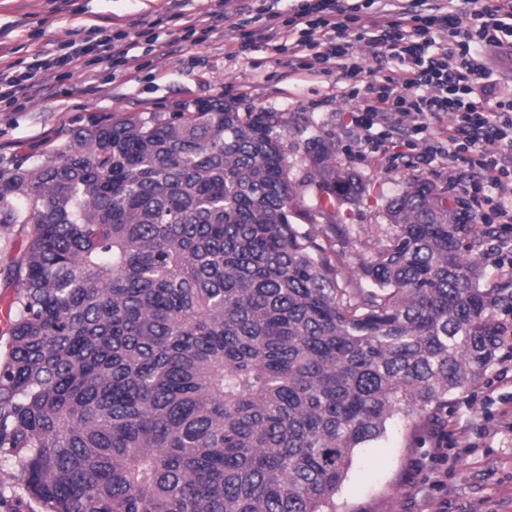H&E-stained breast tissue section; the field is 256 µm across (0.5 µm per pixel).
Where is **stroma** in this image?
Masks as SVG:
<instances>
[{
  "label": "stroma",
  "instance_id": "stroma-1",
  "mask_svg": "<svg viewBox=\"0 0 512 512\" xmlns=\"http://www.w3.org/2000/svg\"><path fill=\"white\" fill-rule=\"evenodd\" d=\"M207 6V0H0V68H23L37 53L98 27L175 44L165 59L138 48L127 70L105 60L89 71L44 74L40 92L11 106L0 103V170L41 164L73 131L112 117L172 119L208 100L243 112H279L290 162L299 161V146L320 137L335 143L339 162L370 181L362 199L341 209L356 237L331 233L326 241L356 271L382 234L386 199L421 176L447 187L448 170L422 171L413 151L393 162L373 157L352 121L348 83L333 63L313 74L260 42L239 53L237 34L227 26L201 46L179 41L183 16ZM29 232L26 224H0V308L16 296ZM507 402L512 364L500 360L466 393L451 397L442 431L390 419L381 438L356 450L336 512H512V423L500 416Z\"/></svg>",
  "mask_w": 512,
  "mask_h": 512
}]
</instances>
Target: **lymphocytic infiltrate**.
Here are the masks:
<instances>
[{
    "label": "lymphocytic infiltrate",
    "instance_id": "obj_1",
    "mask_svg": "<svg viewBox=\"0 0 512 512\" xmlns=\"http://www.w3.org/2000/svg\"><path fill=\"white\" fill-rule=\"evenodd\" d=\"M233 24L239 52L259 38L279 54L312 50L334 61L353 82L348 96L364 139L385 153L417 150L423 167L457 172L471 219L489 230L497 269L512 275V99L497 98L491 62L512 31V0H380L365 16L338 0H301L284 12L257 0ZM362 40L373 59L390 62L388 75L356 54ZM137 46L127 31L65 42L24 70H0V102L28 96L47 71L129 65Z\"/></svg>",
    "mask_w": 512,
    "mask_h": 512
}]
</instances>
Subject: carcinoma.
Here are the masks:
<instances>
[{
	"mask_svg": "<svg viewBox=\"0 0 512 512\" xmlns=\"http://www.w3.org/2000/svg\"><path fill=\"white\" fill-rule=\"evenodd\" d=\"M280 112L221 100L178 120L74 131L0 171L29 224L0 349V503L40 512H335L357 449L395 416L444 423L498 360L512 276L483 288L488 232L412 179L348 278L299 231L369 182Z\"/></svg>",
	"mask_w": 512,
	"mask_h": 512,
	"instance_id": "cac0c4a2",
	"label": "carcinoma"
}]
</instances>
